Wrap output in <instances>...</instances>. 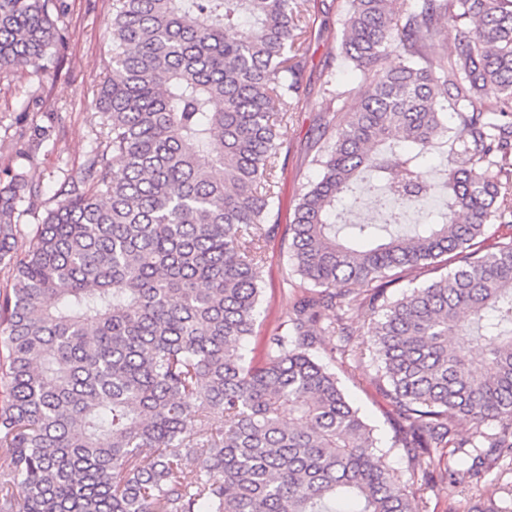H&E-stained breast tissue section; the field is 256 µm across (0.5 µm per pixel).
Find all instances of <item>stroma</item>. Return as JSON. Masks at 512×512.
Wrapping results in <instances>:
<instances>
[{"label": "stroma", "mask_w": 512, "mask_h": 512, "mask_svg": "<svg viewBox=\"0 0 512 512\" xmlns=\"http://www.w3.org/2000/svg\"><path fill=\"white\" fill-rule=\"evenodd\" d=\"M341 6L342 0H307L309 32L293 48L305 63V78L278 156L280 204L273 219L283 226L290 224L304 187L319 176L311 146L326 120V71H333L346 90L347 106H355L360 98L357 79L340 59ZM111 12L112 0H64V45L58 56L38 75L29 70L0 72V183L24 173L39 184L43 201H50L63 181L81 177L91 151L104 145L108 128L94 101L106 74ZM266 256L256 334L242 345L245 359L253 362L264 356L265 336L287 321L300 283L280 240L270 242ZM348 317L354 330L351 342L345 345L330 336L326 344L345 346L342 383L387 443L394 435L391 408L380 364L364 344L370 313L355 308ZM410 484L428 512H468L472 505L470 494L452 481L427 483L415 475Z\"/></svg>", "instance_id": "stroma-1"}]
</instances>
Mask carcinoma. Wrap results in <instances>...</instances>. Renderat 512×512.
I'll list each match as a JSON object with an SVG mask.
<instances>
[{
    "label": "carcinoma",
    "instance_id": "cac0c4a2",
    "mask_svg": "<svg viewBox=\"0 0 512 512\" xmlns=\"http://www.w3.org/2000/svg\"><path fill=\"white\" fill-rule=\"evenodd\" d=\"M62 13V0H0V70L56 53ZM342 14L340 58L362 93L313 143L321 175L285 230L305 291L254 364L240 345L279 233L275 158L303 90L291 49L304 10L112 0L96 98L108 140L19 259L17 203L38 209L41 191L23 174L0 186V512H424L325 353L322 335L351 338L336 310L358 286L410 469L468 446L439 476L469 489L512 458V0H345ZM449 109L462 136L438 184L424 158L448 140ZM359 179L387 189L383 223H336L362 206ZM438 186L435 219L394 230ZM422 269L441 274L387 296L397 271ZM473 512H512V490Z\"/></svg>",
    "mask_w": 512,
    "mask_h": 512
}]
</instances>
